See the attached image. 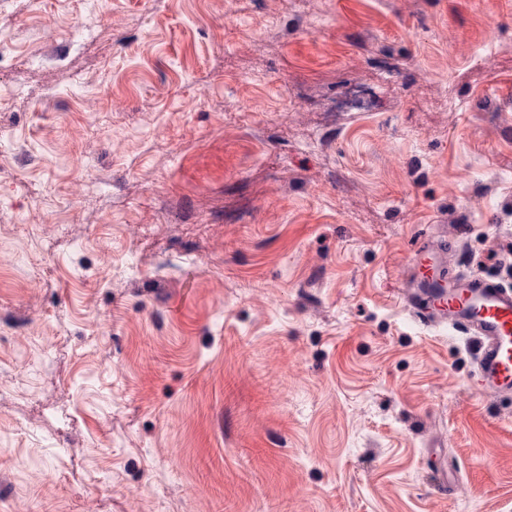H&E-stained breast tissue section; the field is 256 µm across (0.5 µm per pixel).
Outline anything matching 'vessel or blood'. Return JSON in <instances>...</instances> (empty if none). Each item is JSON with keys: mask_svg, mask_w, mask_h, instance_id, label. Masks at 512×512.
I'll return each mask as SVG.
<instances>
[{"mask_svg": "<svg viewBox=\"0 0 512 512\" xmlns=\"http://www.w3.org/2000/svg\"><path fill=\"white\" fill-rule=\"evenodd\" d=\"M438 266L436 249L422 243L412 258L419 292L409 304L424 324L445 322L474 336L478 387L512 393V290L487 278L445 281Z\"/></svg>", "mask_w": 512, "mask_h": 512, "instance_id": "obj_1", "label": "vessel or blood"}]
</instances>
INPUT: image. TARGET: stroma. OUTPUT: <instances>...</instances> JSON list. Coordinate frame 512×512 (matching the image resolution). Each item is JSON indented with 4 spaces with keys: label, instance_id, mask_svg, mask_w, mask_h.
I'll use <instances>...</instances> for the list:
<instances>
[{
    "label": "stroma",
    "instance_id": "obj_1",
    "mask_svg": "<svg viewBox=\"0 0 512 512\" xmlns=\"http://www.w3.org/2000/svg\"><path fill=\"white\" fill-rule=\"evenodd\" d=\"M0 95V512H512L404 302L512 288V0H0Z\"/></svg>",
    "mask_w": 512,
    "mask_h": 512
}]
</instances>
